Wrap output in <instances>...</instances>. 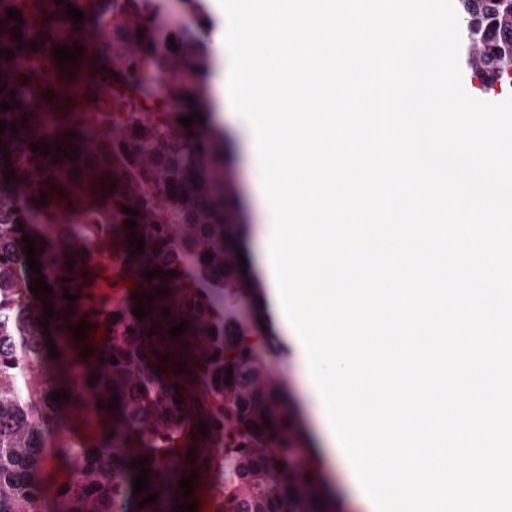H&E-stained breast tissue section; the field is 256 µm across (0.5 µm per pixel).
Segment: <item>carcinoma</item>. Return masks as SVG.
<instances>
[{
	"instance_id": "obj_1",
	"label": "carcinoma",
	"mask_w": 512,
	"mask_h": 512,
	"mask_svg": "<svg viewBox=\"0 0 512 512\" xmlns=\"http://www.w3.org/2000/svg\"><path fill=\"white\" fill-rule=\"evenodd\" d=\"M457 2L462 63L488 88L512 87V0ZM69 4L82 22L67 16ZM12 8L21 21L8 18ZM169 10V0L103 9L97 0H0V102L16 103L0 120L18 127L0 135L15 173L7 184L0 171V512H175L192 500L179 481L215 471L225 512H336L315 502L318 470L297 454L293 409L259 357L262 338L224 315V292L251 287L237 256L243 224L229 207L235 183L224 141L204 121L178 122L206 115L209 23ZM75 43L96 51L90 104L122 107L110 122L88 119L65 93L74 62L57 63L53 49ZM124 207L139 212L142 254L129 246ZM25 234L50 294L30 292L38 275L26 265ZM109 250L126 267L119 282L91 263ZM66 289L78 299H64ZM132 294L152 295L141 320ZM44 300L54 307L47 332ZM183 320L186 332L168 337ZM83 321L79 340L71 328ZM142 458L150 486L134 496L130 462ZM151 494L157 500L138 507Z\"/></svg>"
}]
</instances>
